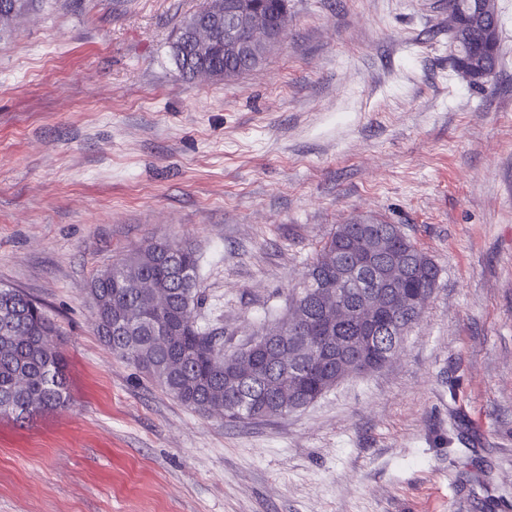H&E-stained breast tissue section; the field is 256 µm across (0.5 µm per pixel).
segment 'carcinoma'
<instances>
[{"mask_svg": "<svg viewBox=\"0 0 512 512\" xmlns=\"http://www.w3.org/2000/svg\"><path fill=\"white\" fill-rule=\"evenodd\" d=\"M30 0H0V30L23 14ZM248 16L244 33L258 40L267 28L288 26V0H237ZM222 8L217 0L190 16L172 43V57L180 76L231 79L252 70L249 60L224 46L223 26L204 38L198 22ZM398 225L382 219L372 224H338L322 243L304 273L301 291L288 307V319L266 332L280 329L293 359L278 344L259 336L231 354L224 353L220 334L196 321L202 297L198 288L199 258L187 246L150 242L119 259L91 282L95 330L112 352L147 376L184 406L204 416L218 413L236 424L285 415L292 407L315 402L340 381L354 376L336 363L348 344L374 341L379 347L374 369L393 357L394 338L388 326L414 325L402 300L394 297L383 313L382 325L364 332L350 318L316 346L306 344L312 322L332 314L325 298L336 288V263L351 264L352 245L361 239L379 268L377 280L343 287L351 305L369 292L375 301L387 294L405 295L420 288H436L439 268L407 236L382 250L380 239ZM58 327L43 305L17 288H0V415L27 419L68 406L67 365L56 342Z\"/></svg>", "mask_w": 512, "mask_h": 512, "instance_id": "1", "label": "carcinoma"}]
</instances>
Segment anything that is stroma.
<instances>
[{
  "label": "stroma",
  "mask_w": 512,
  "mask_h": 512,
  "mask_svg": "<svg viewBox=\"0 0 512 512\" xmlns=\"http://www.w3.org/2000/svg\"><path fill=\"white\" fill-rule=\"evenodd\" d=\"M203 2L32 0L0 31V286L60 325L72 399L0 417V512H512V0L481 88L445 0H289L262 65L186 81ZM355 216L438 284L392 363L306 408L199 415L93 329L92 277L166 240L233 350Z\"/></svg>",
  "instance_id": "1"
}]
</instances>
